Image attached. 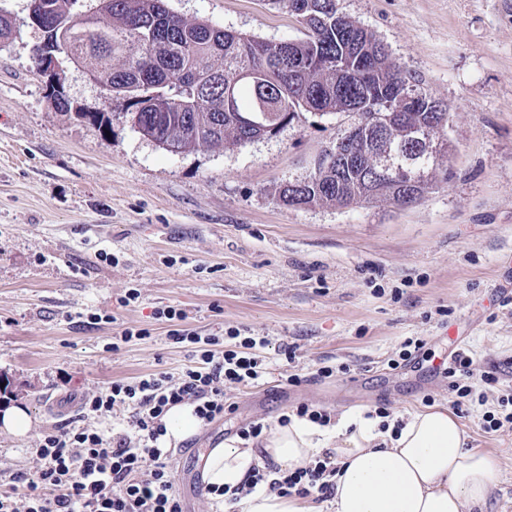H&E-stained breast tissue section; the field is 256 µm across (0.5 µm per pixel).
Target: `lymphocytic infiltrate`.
Segmentation results:
<instances>
[{"mask_svg": "<svg viewBox=\"0 0 512 512\" xmlns=\"http://www.w3.org/2000/svg\"><path fill=\"white\" fill-rule=\"evenodd\" d=\"M156 316L169 323V342L189 349L194 366L177 378L154 372L118 380L106 391L85 397L83 417L119 414L123 429L108 436L86 424L66 425L43 434L35 469L15 475L12 486L0 489V512H186L172 477L165 416L172 407L187 404L203 424L222 419L225 389L264 379L267 365L255 349L267 340L242 335L236 328L225 343L216 336L197 335L181 328L185 313L172 306ZM445 372L448 400L463 417L470 414L475 384L495 382L490 374L478 373L464 349L451 356ZM338 470L327 452L292 471L269 462L245 480L239 493L247 495L263 482L280 495L311 496L321 503L334 495Z\"/></svg>", "mask_w": 512, "mask_h": 512, "instance_id": "f902f5d3", "label": "lymphocytic infiltrate"}]
</instances>
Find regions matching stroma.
<instances>
[{
    "mask_svg": "<svg viewBox=\"0 0 512 512\" xmlns=\"http://www.w3.org/2000/svg\"><path fill=\"white\" fill-rule=\"evenodd\" d=\"M166 4L191 23L272 41L303 36L269 0ZM29 6L0 0L16 27L0 46V378L9 383L0 409L25 406L35 427L20 438L0 432V485L34 469L41 435L77 420L84 395L191 366L155 317L173 306L201 335L238 327L268 339L264 383L227 389L223 419L172 443L186 512H215L198 458L242 425L275 427L301 403L335 418L381 400L398 415L447 404L437 365L453 345L499 379L461 424L468 447L499 459L485 512H512V429L479 426L512 387V304L495 290L512 257V0H337L448 108V152L419 202L347 208L277 199L282 183L310 175L347 117L305 111L272 138L166 151L133 127L124 98L105 103L67 59L74 109L57 107L32 60L44 35L27 25ZM107 105L108 131L85 118ZM94 314L103 323H88ZM126 327L151 335L112 351ZM417 337L426 345L416 357L389 368ZM323 361L351 371L311 379ZM291 374L305 383L288 385Z\"/></svg>",
    "mask_w": 512,
    "mask_h": 512,
    "instance_id": "obj_1",
    "label": "stroma"
}]
</instances>
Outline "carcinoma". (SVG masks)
Returning <instances> with one entry per match:
<instances>
[{
  "mask_svg": "<svg viewBox=\"0 0 512 512\" xmlns=\"http://www.w3.org/2000/svg\"><path fill=\"white\" fill-rule=\"evenodd\" d=\"M52 21L68 23L64 36L44 29L45 47L86 66L91 79L109 95L129 99L127 110L138 132L172 153L201 143L236 146L253 141L245 116L267 113V137L306 112L341 114L369 122L385 120L383 136L364 128L355 158L322 167L302 182L280 186L288 206L291 194L309 207L340 208L390 201L402 205L409 192L421 200L432 186L436 153L402 154L407 126L440 130L447 108L411 84L375 35L340 13L336 0H271L295 16L300 39L267 41L188 23L165 0H96L93 11L74 18L69 0H44ZM125 58L121 68L112 59ZM250 71L253 79L243 80ZM403 166L413 185L393 176L375 177L376 162Z\"/></svg>",
  "mask_w": 512,
  "mask_h": 512,
  "instance_id": "cac0c4a2",
  "label": "carcinoma"
}]
</instances>
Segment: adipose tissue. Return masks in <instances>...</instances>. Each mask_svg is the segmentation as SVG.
I'll return each instance as SVG.
<instances>
[{
  "instance_id": "1",
  "label": "adipose tissue",
  "mask_w": 512,
  "mask_h": 512,
  "mask_svg": "<svg viewBox=\"0 0 512 512\" xmlns=\"http://www.w3.org/2000/svg\"><path fill=\"white\" fill-rule=\"evenodd\" d=\"M402 427L380 418L342 414L334 426L305 419L276 426L259 447L219 444L200 456L207 486L233 492L254 468L273 462L281 470L333 452L339 465L333 512H482L497 469V458L465 448L457 418L433 405L403 415ZM243 512H317L309 500L257 486L243 500Z\"/></svg>"
}]
</instances>
